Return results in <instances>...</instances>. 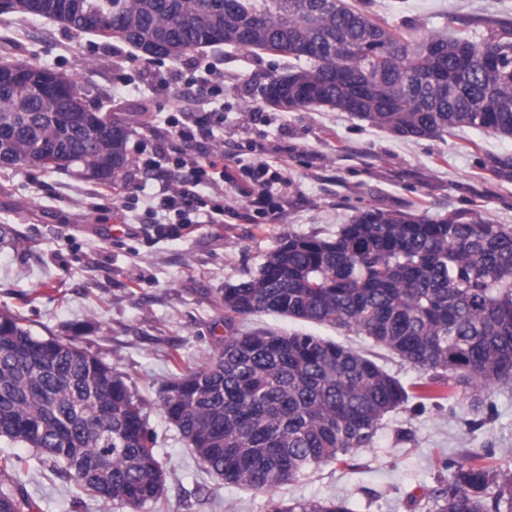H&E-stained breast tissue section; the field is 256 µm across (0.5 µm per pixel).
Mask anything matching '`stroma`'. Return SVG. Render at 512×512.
<instances>
[{
  "label": "stroma",
  "mask_w": 512,
  "mask_h": 512,
  "mask_svg": "<svg viewBox=\"0 0 512 512\" xmlns=\"http://www.w3.org/2000/svg\"><path fill=\"white\" fill-rule=\"evenodd\" d=\"M391 26L413 18L426 32L480 19L512 20V0H370ZM27 60L79 82L88 104L129 126L127 169L106 186L68 172L0 169V225L22 244L0 248V310L20 312L41 336L79 333L90 352L110 363L142 400L166 471L158 505L142 512H267L270 496L224 484L206 472L168 422L160 389L174 369L170 352L197 369L224 335L219 301L226 284L254 275L285 235L329 238L356 210H413L439 219L473 210L512 225V180L482 170L485 154L512 155V137L463 127L440 138L408 140L375 129L345 112H280L248 93L266 72H287L282 56L257 57L224 45L202 56L145 60L129 46L64 28L42 17L0 14V58ZM224 70V88L204 111L193 86L198 58ZM198 111L200 140L248 166L279 161L288 183L278 186L265 213L253 212L233 188L224 190V221L192 224L165 236L157 211L162 185L181 175L142 176L137 163L154 148H181L170 121ZM245 330L306 332L368 354L404 385L419 382L411 364L370 340L326 325L279 315L242 319ZM481 413L468 398L410 400L387 415L357 467L332 463L276 489L299 500L346 499L352 512H420L419 503L447 487L453 465L479 452L485 463L512 469V381L487 390ZM25 489L36 512H70L71 485L46 476L35 451Z\"/></svg>",
  "instance_id": "stroma-1"
}]
</instances>
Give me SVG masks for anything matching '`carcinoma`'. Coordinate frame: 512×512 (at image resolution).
Instances as JSON below:
<instances>
[{"label": "carcinoma", "mask_w": 512, "mask_h": 512, "mask_svg": "<svg viewBox=\"0 0 512 512\" xmlns=\"http://www.w3.org/2000/svg\"><path fill=\"white\" fill-rule=\"evenodd\" d=\"M12 13L53 19L163 57L224 44L295 60L293 79L271 71L258 86L280 112H348L404 139L460 127L512 137V23L417 33L392 27L368 0H17ZM52 70L0 64V167L67 169L114 183L129 163L127 127L71 93L38 92ZM488 173L512 178V156L488 155ZM224 338L209 363L161 388L168 420L206 471L266 494L373 445L409 399L471 397L512 380V226L469 210L431 219L409 211L357 212L332 238L287 235L257 274L224 288ZM276 314L364 336L422 374L417 393L374 360L309 334L243 332L237 321ZM36 450L51 475L87 499L131 512L158 498L166 473L123 376L75 336H38L0 311V440ZM473 453L456 465L427 512H512V470ZM20 456L0 454V512H34ZM268 512H352L339 498H270Z\"/></svg>", "instance_id": "carcinoma-1"}]
</instances>
